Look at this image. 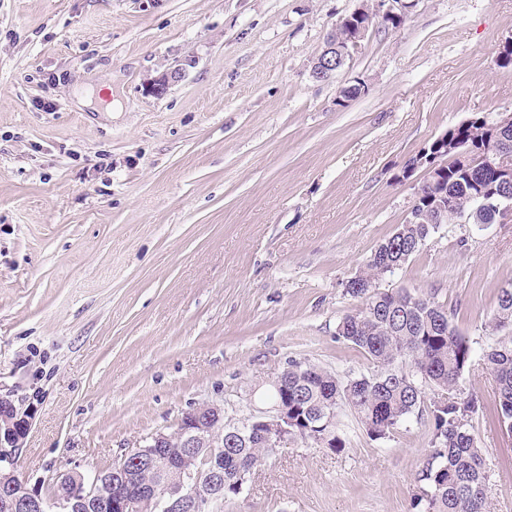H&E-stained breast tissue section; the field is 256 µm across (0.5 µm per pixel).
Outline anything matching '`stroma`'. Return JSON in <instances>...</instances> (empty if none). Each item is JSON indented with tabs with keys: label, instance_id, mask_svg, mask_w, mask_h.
Here are the masks:
<instances>
[{
	"label": "stroma",
	"instance_id": "1",
	"mask_svg": "<svg viewBox=\"0 0 512 512\" xmlns=\"http://www.w3.org/2000/svg\"><path fill=\"white\" fill-rule=\"evenodd\" d=\"M362 0H0V396L32 409L17 470L111 467L202 402L241 422L289 361L347 380V293L405 223L406 160L475 113H512V0H414L336 76L311 67ZM364 95L338 105L343 88ZM512 286V223L442 224L380 289L435 291L472 356L461 397L490 512H512V436L485 354ZM340 451L291 441L224 512H418L428 420Z\"/></svg>",
	"mask_w": 512,
	"mask_h": 512
}]
</instances>
